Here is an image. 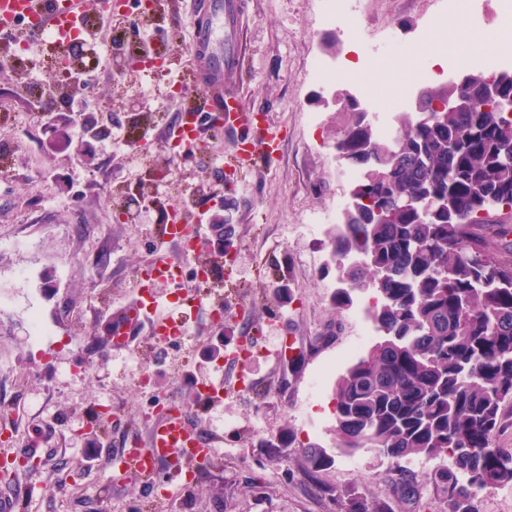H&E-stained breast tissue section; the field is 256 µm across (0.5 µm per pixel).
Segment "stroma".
<instances>
[{"instance_id":"35a3bbf8","label":"stroma","mask_w":512,"mask_h":512,"mask_svg":"<svg viewBox=\"0 0 512 512\" xmlns=\"http://www.w3.org/2000/svg\"><path fill=\"white\" fill-rule=\"evenodd\" d=\"M194 2L157 0L142 27L134 6L113 11V40L135 54L145 53L148 35L167 36V67L118 77L99 72L85 100L46 95L55 115L80 107L96 121V133L77 147L52 150L46 118L31 105L30 85L64 81L41 60L42 40L32 42L28 58L0 66V96L12 102L0 112V144L18 159L37 155L42 168L0 179V305L7 307L0 312V373L14 378L0 397V449L33 446L40 462L25 473L31 493L20 512H337L330 496H313L299 475L309 446L332 458L323 475L329 488L381 499L388 512H445L416 460L407 467L419 485L417 502L390 496L389 459L338 449L332 388L319 400L308 397L315 372L347 366L345 349L361 330L334 301L341 282L329 231L349 183L334 159L341 118L330 103L333 91L313 64L342 72L371 59L366 78L386 105L396 73L378 55L392 43L418 46L416 65H431L440 45L425 25L442 0H349L365 28L360 40L327 20L324 0H248L240 102L268 119L279 146L274 158L247 162L228 131L209 158L165 147L166 132L189 107L211 106L188 65ZM145 86L151 96L142 95ZM117 125L134 134L132 145L114 146ZM228 170L233 186L222 215L235 259L215 267L209 294L223 302L224 329L213 330L205 307L195 316L193 348L138 336V360L151 369L152 386L135 389L128 352L101 339L135 296L132 276L160 244L172 211ZM32 305L51 332L38 345L30 340ZM248 329L260 338L259 356L225 360L222 396L200 403L195 385L213 375L214 351H232ZM103 395L112 417L102 425L94 405ZM154 399L188 409L198 431L224 436L222 452L172 501L157 498L151 481L109 479L111 453L133 430H144ZM80 421L99 425L100 435L73 434Z\"/></svg>"}]
</instances>
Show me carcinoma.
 Returning a JSON list of instances; mask_svg holds the SVG:
<instances>
[{"instance_id":"1","label":"carcinoma","mask_w":512,"mask_h":512,"mask_svg":"<svg viewBox=\"0 0 512 512\" xmlns=\"http://www.w3.org/2000/svg\"><path fill=\"white\" fill-rule=\"evenodd\" d=\"M473 104L431 112L453 85L425 88L421 110L402 112L384 140L359 99L334 149L358 179L353 204L332 236V257L348 284L341 307L369 283L367 314L384 347L358 355L334 384L336 435L349 452L379 451L397 468L393 494H418L401 462L446 456L428 473L447 512H479L489 488L512 486V448L491 447L512 406V267L490 251L512 231V71H466ZM302 475L343 512H385L377 501L327 488L324 451L304 449Z\"/></svg>"}]
</instances>
